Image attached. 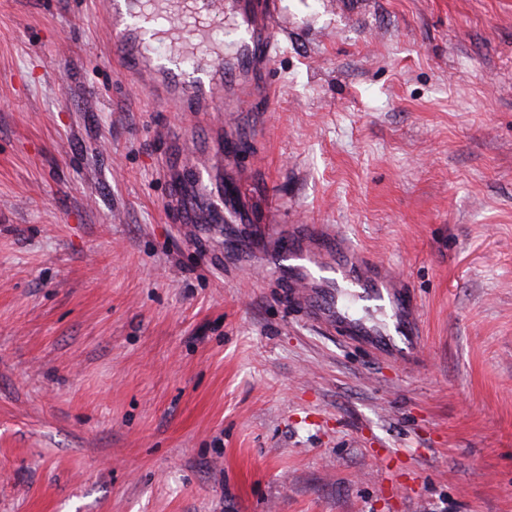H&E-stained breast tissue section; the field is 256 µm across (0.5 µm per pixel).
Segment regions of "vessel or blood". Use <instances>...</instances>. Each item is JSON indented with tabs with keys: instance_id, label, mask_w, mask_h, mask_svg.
<instances>
[{
	"instance_id": "vessel-or-blood-1",
	"label": "vessel or blood",
	"mask_w": 512,
	"mask_h": 512,
	"mask_svg": "<svg viewBox=\"0 0 512 512\" xmlns=\"http://www.w3.org/2000/svg\"><path fill=\"white\" fill-rule=\"evenodd\" d=\"M278 0H101L99 17L113 32L121 72L153 99L176 111L222 112L208 147L211 165L192 181L172 175L169 195L182 223L225 224L227 253L241 252L243 233L256 223L238 165L247 146L239 116L271 101L277 52ZM242 31L232 54L216 32L227 20ZM224 165L221 196H214L212 165ZM288 247L271 260L286 288L282 301L325 333L360 347L377 361L415 369L425 361L420 304L413 289L383 261L365 255L330 224L278 225Z\"/></svg>"
}]
</instances>
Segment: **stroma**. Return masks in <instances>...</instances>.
<instances>
[{
	"label": "stroma",
	"mask_w": 512,
	"mask_h": 512,
	"mask_svg": "<svg viewBox=\"0 0 512 512\" xmlns=\"http://www.w3.org/2000/svg\"><path fill=\"white\" fill-rule=\"evenodd\" d=\"M97 9L0 0V512H512V0H281L255 207L403 275L411 371L185 232L210 125Z\"/></svg>",
	"instance_id": "35a3bbf8"
}]
</instances>
